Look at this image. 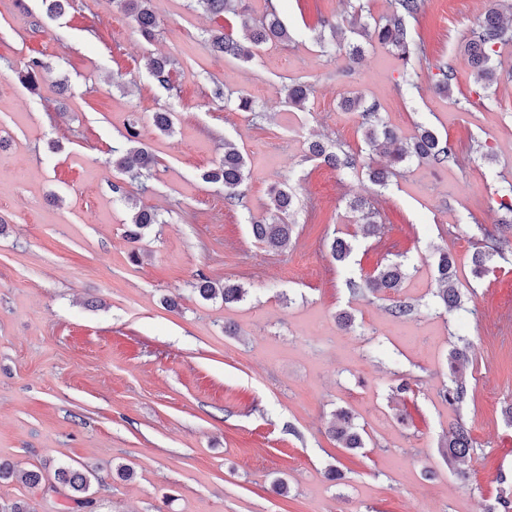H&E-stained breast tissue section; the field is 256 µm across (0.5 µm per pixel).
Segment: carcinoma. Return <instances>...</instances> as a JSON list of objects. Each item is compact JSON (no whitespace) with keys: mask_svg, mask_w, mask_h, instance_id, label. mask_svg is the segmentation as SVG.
Segmentation results:
<instances>
[{"mask_svg":"<svg viewBox=\"0 0 512 512\" xmlns=\"http://www.w3.org/2000/svg\"><path fill=\"white\" fill-rule=\"evenodd\" d=\"M121 9L133 17L139 32L143 37H154L158 26L157 17L151 8L152 0H114ZM203 10L213 16L224 14L240 15L238 0H194ZM392 10L387 15L372 19L368 6L357 0L353 12L338 24L330 25L336 45L345 50L351 61L360 59L364 48L360 42L347 41L344 29L361 28L368 41H375L387 47L392 54L402 62L403 71L400 86L407 89L419 88L422 73L415 67L414 62L423 61L431 77L436 82L438 90L448 93L457 80V65H466L474 74L476 83L486 89L499 79L501 72L500 57L502 48L512 44V0H492L491 6L484 13L472 37L464 44L460 58L450 61L436 59L430 61L426 56L424 42L413 36L411 21L420 12L422 0H391ZM243 38H233L219 29L210 31L208 43L212 50L233 56L243 62L252 61L264 46L272 43L286 44L292 40L288 27L281 21L274 6L267 7L262 20L253 22L242 19ZM48 65L41 58H31L24 68L17 71V78L27 88L34 90ZM149 74L163 88H172L171 74L173 61L168 57L150 59ZM309 85L294 82L288 86V103L302 110L309 98ZM340 107L346 112H355L361 118L360 128L366 146L375 148L380 145H390L391 164L386 168H373L364 163L361 157L341 150H331L323 140L313 139L308 143V153L315 159L336 169H355L362 166L367 169L369 178L379 184H387L388 179L401 164L413 160L426 163L432 167H444L456 162V151L449 140L442 139L437 132L428 126H419L417 133L409 138L398 135L379 112V105L367 103L365 97L354 93L341 98ZM126 144L112 148V165L126 173L128 178L138 181L152 176L156 160L139 140L136 123L129 124ZM248 178L247 161L244 154L229 142H224V157L213 168L204 173V179L210 183L224 187V204L230 207L244 205ZM494 199L498 210L502 211L505 219L501 225L512 229V182L507 181L495 192ZM299 203L293 188L284 182L270 189L267 203V216L251 222V234L254 240L272 251L288 249L293 236V225L288 223V217L295 211ZM348 207L355 214L356 223L360 224L364 236L372 237L380 230V212L375 204L367 200H354ZM160 223L158 214L139 208L132 214L128 224V236L137 241L143 231L153 224ZM512 242L505 237L496 238V243L490 249L478 248L473 252L472 273L474 278L483 279L497 268V259L504 258L505 247ZM354 247L343 238L335 237L330 244L333 259L339 264L350 261ZM437 290L433 293L435 309L444 313L463 309L461 294L456 287L455 263L453 254L446 250L437 251L435 259ZM405 265L401 261H391L378 268L375 273L358 280L351 278L347 288L354 295L384 293L386 291L397 295L393 300L390 313L398 320L409 319L415 311V304L402 294L406 279ZM196 291L204 300L220 298L224 303H237L244 300L248 290L237 282L230 280L219 283L206 275L201 276ZM469 362L468 350L454 349L448 355L450 382L443 385L438 395L451 407L462 405L469 395V386L463 376L462 368ZM341 447L355 451L366 446V432L354 424V415L346 408L336 410L334 422L329 428ZM448 450V462L453 464L466 458L473 448L468 429L461 423L448 430V439L444 443ZM91 470L87 466L77 464L65 466L55 472V480L67 489V499L71 505L66 507L68 512H78L92 503L87 492L90 487Z\"/></svg>","mask_w":512,"mask_h":512,"instance_id":"1","label":"carcinoma"}]
</instances>
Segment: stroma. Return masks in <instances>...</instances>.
Listing matches in <instances>:
<instances>
[{
	"label": "stroma",
	"mask_w": 512,
	"mask_h": 512,
	"mask_svg": "<svg viewBox=\"0 0 512 512\" xmlns=\"http://www.w3.org/2000/svg\"><path fill=\"white\" fill-rule=\"evenodd\" d=\"M275 4L292 43L245 63L207 42L216 28L240 34L237 17L194 0H152L150 42L114 0H69L53 19L44 0H0V461L45 476L36 489L0 480V500L61 512L64 490L49 479L75 461L97 470L94 512H496L512 486V257L483 280L470 273L502 218L491 197L512 181V78L484 90L463 66L451 95L428 76L401 94L387 48L373 45L353 68L316 43L347 0ZM488 6L423 0L413 27L428 56L455 58ZM152 54L174 58L173 90L151 78ZM32 57L51 64L34 93L14 75ZM291 82L311 85L305 110L286 105ZM218 85L251 97L263 118L213 98ZM350 91L379 103L403 136L435 129L457 163H411L382 188L365 171L308 159L314 137L364 149L358 115L339 106ZM165 109L169 135L153 124ZM133 119L157 161L144 191L110 163ZM228 141L248 161L237 209L203 178ZM480 142L492 159L476 153ZM285 179L302 201L289 218L297 241L271 252L249 219ZM116 184L161 218L134 244ZM356 197L376 202L384 228L357 237L343 266L329 243L355 234ZM440 248L455 257L465 311L434 309ZM390 260L406 264L403 293L418 304L407 321L390 314L391 294L346 286ZM201 274L249 294L203 300ZM464 342L469 396L453 408L438 391ZM397 372L411 382L400 396L389 389ZM340 408L368 433L366 448L347 451L329 434ZM458 421L474 449L453 467L442 444ZM332 466L339 480L327 479Z\"/></svg>",
	"instance_id": "obj_1"
}]
</instances>
